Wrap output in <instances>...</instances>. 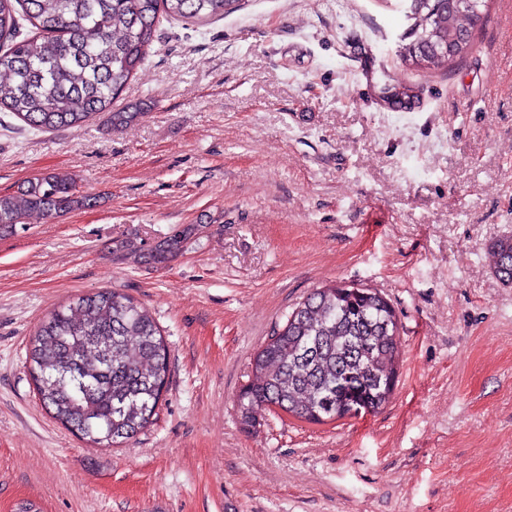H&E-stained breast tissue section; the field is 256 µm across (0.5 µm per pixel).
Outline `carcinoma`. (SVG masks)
<instances>
[{"instance_id": "obj_1", "label": "carcinoma", "mask_w": 512, "mask_h": 512, "mask_svg": "<svg viewBox=\"0 0 512 512\" xmlns=\"http://www.w3.org/2000/svg\"><path fill=\"white\" fill-rule=\"evenodd\" d=\"M241 0H0V111L36 131L78 127L107 113L110 129L143 107L112 111L158 39L160 18L203 23ZM409 25L396 56L411 71H442L466 56L488 0H407ZM33 34L22 36L24 23ZM75 178L50 172L0 195V238L27 215L61 216L92 206ZM201 233L187 225L148 248L113 251L162 265ZM492 272L512 284V235L486 250ZM401 356L395 310L377 290L336 282L315 289L251 359L237 398L241 425L276 408L313 424L380 410L393 397ZM39 400L93 444H121L147 428L167 386L169 357L148 309L119 290L72 298L43 319L27 347Z\"/></svg>"}]
</instances>
